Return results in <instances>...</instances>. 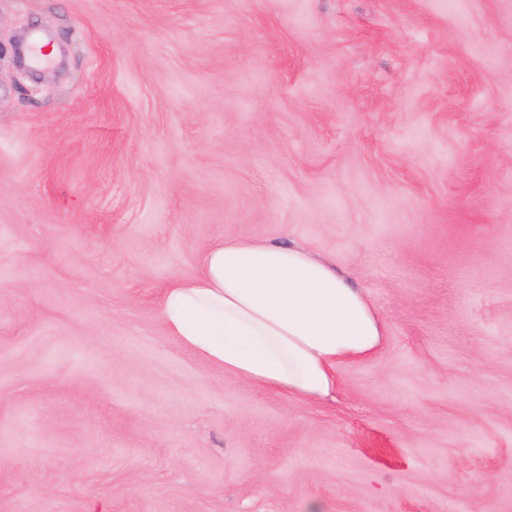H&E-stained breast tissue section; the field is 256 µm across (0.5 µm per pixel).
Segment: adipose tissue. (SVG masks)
<instances>
[{"label":"adipose tissue","instance_id":"obj_1","mask_svg":"<svg viewBox=\"0 0 512 512\" xmlns=\"http://www.w3.org/2000/svg\"><path fill=\"white\" fill-rule=\"evenodd\" d=\"M170 335L253 388L306 402L335 400L338 365L373 357L385 322L366 289L302 245L218 239L192 279L159 303Z\"/></svg>","mask_w":512,"mask_h":512}]
</instances>
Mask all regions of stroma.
Segmentation results:
<instances>
[{"mask_svg": "<svg viewBox=\"0 0 512 512\" xmlns=\"http://www.w3.org/2000/svg\"><path fill=\"white\" fill-rule=\"evenodd\" d=\"M301 244L386 323L335 401L157 300ZM512 512V0H0V512Z\"/></svg>", "mask_w": 512, "mask_h": 512, "instance_id": "35a3bbf8", "label": "stroma"}]
</instances>
